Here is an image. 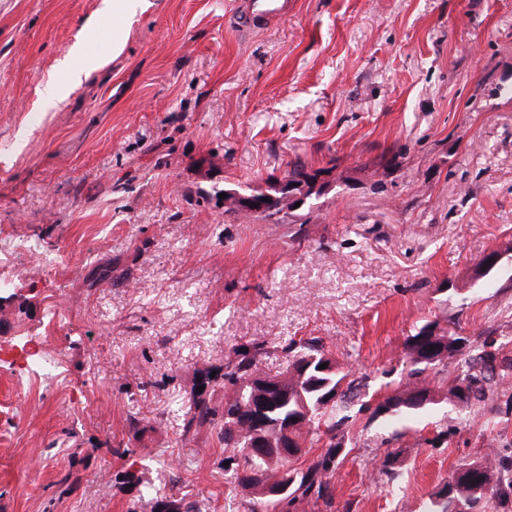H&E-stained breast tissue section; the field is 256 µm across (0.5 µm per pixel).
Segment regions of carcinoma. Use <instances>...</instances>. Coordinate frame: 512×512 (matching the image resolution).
Returning a JSON list of instances; mask_svg holds the SVG:
<instances>
[{
	"mask_svg": "<svg viewBox=\"0 0 512 512\" xmlns=\"http://www.w3.org/2000/svg\"><path fill=\"white\" fill-rule=\"evenodd\" d=\"M466 338L457 328H448L437 320L421 326L404 342L409 368L404 388L387 396L376 405L370 418L387 414L403 418L426 408L423 399L433 390L427 371L448 366L461 354ZM286 367L271 375L261 367L267 353L266 343L252 341L233 346L224 364L197 373L204 390L192 391L182 414V436H194L202 429L216 431L224 444V472L230 477L231 490L252 497L250 512H281L276 501L259 496L261 487L275 483L284 474L295 476L287 512H302L312 504L318 510L333 508V476L345 458L343 427L352 420L349 415L355 400L361 396V381L344 368L326 348L320 337L289 339L280 345ZM336 366V372L321 374L320 365ZM512 370V359L500 356L497 340L489 335L468 370L450 379L448 399L460 410H467L484 399L486 389ZM224 388V400L215 402L209 391L211 384ZM306 408L311 417L293 432L292 446L285 450L265 448L252 452L247 443L256 430L274 434L278 421ZM323 442L319 454L311 457L307 445ZM399 453L389 451L375 461L388 480L396 477ZM467 499L471 512H512V455H500L496 449L455 468L442 486L433 492L424 512H457L456 501ZM141 512H196L194 505L183 499H171L151 488L143 493Z\"/></svg>",
	"mask_w": 512,
	"mask_h": 512,
	"instance_id": "carcinoma-1",
	"label": "carcinoma"
}]
</instances>
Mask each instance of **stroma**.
<instances>
[{"label": "stroma", "instance_id": "1", "mask_svg": "<svg viewBox=\"0 0 512 512\" xmlns=\"http://www.w3.org/2000/svg\"><path fill=\"white\" fill-rule=\"evenodd\" d=\"M293 2L245 33L231 0H141L116 48L112 0H0V512H133L128 470L246 512L215 432L180 435L196 370L236 344L268 342L275 373L278 343L322 337L372 404L430 320L461 324L460 363L488 335L512 358V0ZM79 48L94 68L46 106ZM295 162L329 171L310 215L225 214L215 189ZM42 336L48 370H21ZM345 441L334 512H421L512 452V373L468 416L443 396ZM394 449L391 482L372 464Z\"/></svg>", "mask_w": 512, "mask_h": 512}]
</instances>
